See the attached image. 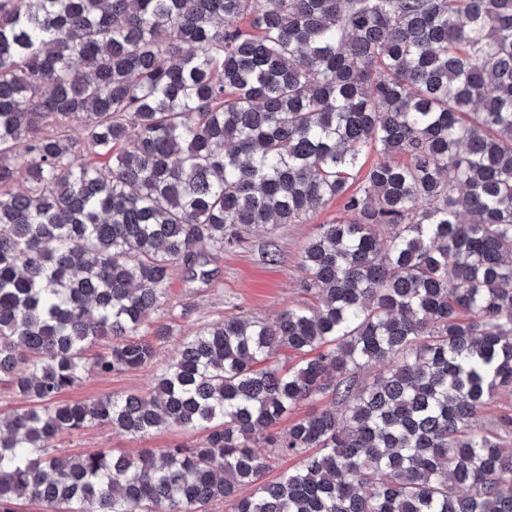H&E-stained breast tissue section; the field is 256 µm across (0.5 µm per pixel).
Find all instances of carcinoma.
Listing matches in <instances>:
<instances>
[{"label": "carcinoma", "instance_id": "carcinoma-1", "mask_svg": "<svg viewBox=\"0 0 512 512\" xmlns=\"http://www.w3.org/2000/svg\"><path fill=\"white\" fill-rule=\"evenodd\" d=\"M337 197L301 253L316 306L55 402L155 362L175 268ZM0 383L28 405L0 418V512H512V448L477 426L512 389V0H0ZM96 424L206 436L54 446ZM260 443L297 463L265 479ZM156 367L150 366L135 371L112 372L107 375H93L82 384L63 391L57 398V402L73 403L87 399L124 395L130 393H142L152 386Z\"/></svg>", "mask_w": 512, "mask_h": 512}]
</instances>
